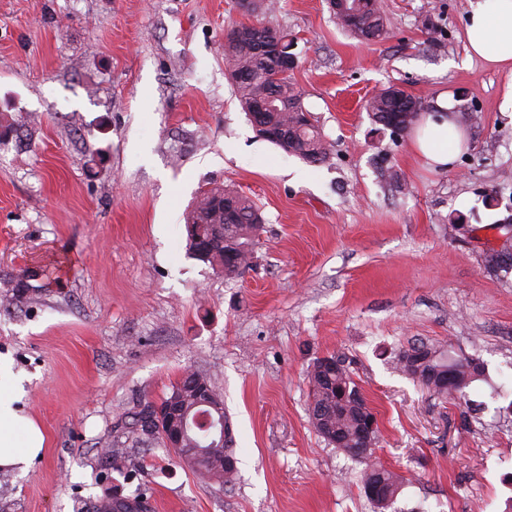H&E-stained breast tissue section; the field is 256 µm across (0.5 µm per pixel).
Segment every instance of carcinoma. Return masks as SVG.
<instances>
[{"instance_id": "cac0c4a2", "label": "carcinoma", "mask_w": 512, "mask_h": 512, "mask_svg": "<svg viewBox=\"0 0 512 512\" xmlns=\"http://www.w3.org/2000/svg\"><path fill=\"white\" fill-rule=\"evenodd\" d=\"M348 5L360 20V27L351 29V33L365 40L378 39L386 34L379 0H350ZM265 30L267 27L263 24H241L228 30L224 40L227 74L245 112L264 109L266 125L278 132L290 152L309 163L320 162L328 154V143L314 123L302 122L305 108L301 94L289 69L283 67L290 42L283 44L285 51L278 56L257 53L255 34ZM422 109L421 99L404 91L397 95L389 87L379 90L365 102V110L372 121L394 124L403 132L417 121ZM261 223L262 216L251 199L230 187L215 185L201 190L196 196L185 218V230L194 256H199V242L211 243L212 249L205 262L223 272L224 276L234 278L251 263L257 225ZM398 362L401 370L426 387L431 395L445 399L451 393L438 388V382L446 373L453 375L456 391L451 395L456 399L466 398V388L484 374V366L479 360L469 357L457 359L444 348L424 344L412 345L401 351ZM307 379L309 409L318 413L321 427L339 436L342 451L367 461L364 478L375 475L383 482L384 495L374 504L378 512H385L397 496L403 478L382 465L369 462L378 442V432H373L367 448L359 449L360 420L362 409L367 404L337 407V388L359 389L350 365L343 364L330 379L323 378L312 366L307 370ZM141 413L139 408L128 413L131 433L141 441L154 439L163 442L144 428ZM233 456V442L229 441L198 462L195 471L207 475L210 483L222 487L230 483L236 474V471L224 468L223 463V459ZM118 507L129 509L126 504L117 505V497L106 495L91 503L86 512H115Z\"/></svg>"}]
</instances>
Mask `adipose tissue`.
<instances>
[{
  "label": "adipose tissue",
  "mask_w": 512,
  "mask_h": 512,
  "mask_svg": "<svg viewBox=\"0 0 512 512\" xmlns=\"http://www.w3.org/2000/svg\"><path fill=\"white\" fill-rule=\"evenodd\" d=\"M470 55L506 71L502 111L512 112V0H469L465 25ZM467 145V135L455 121V103L448 95L436 97L410 133V147L427 167L445 170ZM24 379L8 358L0 357V469H28L45 448V436L36 421L17 407Z\"/></svg>",
  "instance_id": "ef3b65f1"
}]
</instances>
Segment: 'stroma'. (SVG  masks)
Masks as SVG:
<instances>
[{
  "label": "stroma",
  "instance_id": "obj_1",
  "mask_svg": "<svg viewBox=\"0 0 512 512\" xmlns=\"http://www.w3.org/2000/svg\"><path fill=\"white\" fill-rule=\"evenodd\" d=\"M468 0H384L365 42L328 0H276L293 80L330 144L310 164L261 138L226 75L238 0H0V355L25 379L46 451L0 471V512H81L142 493L151 512H376L365 464L309 416V366L346 356L404 484L387 512H503L512 496V271L485 270L512 213L505 77L468 56ZM432 14L429 35L421 21ZM391 85L473 111L445 171L364 102ZM264 224L228 278L188 250L202 186ZM479 359L468 402L397 366L413 344ZM224 396L234 483L209 484L125 429L186 371ZM120 449L106 459L108 449Z\"/></svg>",
  "mask_w": 512,
  "mask_h": 512
}]
</instances>
